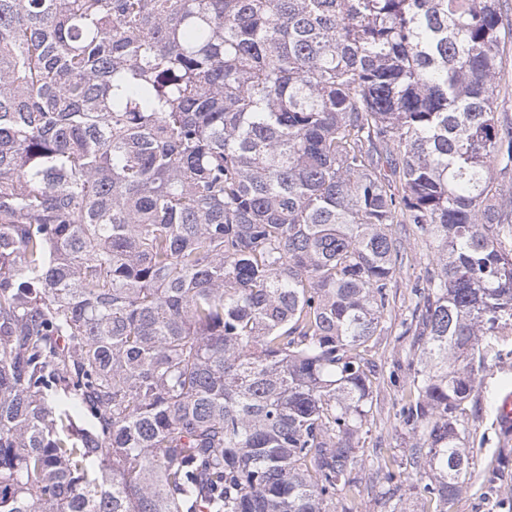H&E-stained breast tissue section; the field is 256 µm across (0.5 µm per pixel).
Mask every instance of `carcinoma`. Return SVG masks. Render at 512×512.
Listing matches in <instances>:
<instances>
[{
  "instance_id": "1",
  "label": "carcinoma",
  "mask_w": 512,
  "mask_h": 512,
  "mask_svg": "<svg viewBox=\"0 0 512 512\" xmlns=\"http://www.w3.org/2000/svg\"><path fill=\"white\" fill-rule=\"evenodd\" d=\"M500 0H0V512H369L407 259L437 512L512 325ZM394 230L398 236L405 239L408 252L413 257L409 263L405 264L397 274V288L391 289L392 299L390 311L388 312V322H394V332L392 336L382 342L380 348L374 354V361L378 369L379 385L377 388V400L374 401L373 415L368 422L370 432L364 436L363 459L366 474L368 477L374 473L381 460L379 454H376L375 448H382L381 452L385 458H401L407 453L409 448L407 438L402 434L398 425V410L401 406V399L408 388V378L410 370L408 363L409 357L408 345L402 339L398 340L395 336L398 332V324L407 311L410 303L411 285L423 274V268L432 259L433 253L424 242L414 239L412 234L408 236L405 228L398 224ZM406 236V237H405ZM366 477V478H367ZM380 490L379 484L368 480L363 481L360 487V495L365 500H369Z\"/></svg>"
}]
</instances>
